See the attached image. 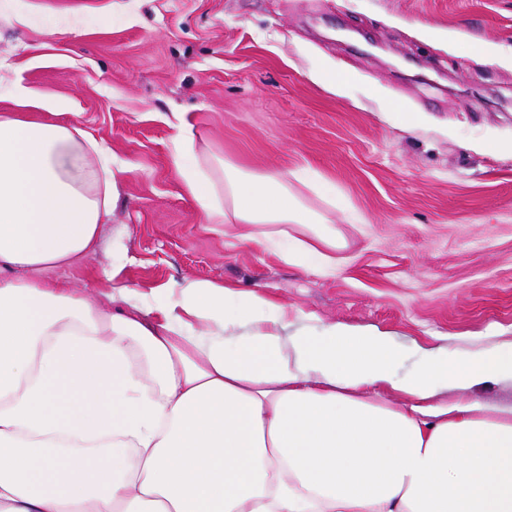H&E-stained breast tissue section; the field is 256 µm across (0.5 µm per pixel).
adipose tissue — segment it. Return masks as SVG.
Segmentation results:
<instances>
[{"mask_svg":"<svg viewBox=\"0 0 512 512\" xmlns=\"http://www.w3.org/2000/svg\"><path fill=\"white\" fill-rule=\"evenodd\" d=\"M172 162L210 230L336 270L331 179L298 169L216 181L177 118ZM121 164L88 130L0 116V512H512V341L423 351L398 375L390 332L292 335L265 294L209 280L151 303L46 279L112 248ZM462 395L449 399L448 392ZM489 403L510 404L512 402V385L491 383L468 392Z\"/></svg>","mask_w":512,"mask_h":512,"instance_id":"ef3b65f1","label":"adipose tissue"}]
</instances>
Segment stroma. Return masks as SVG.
<instances>
[{"mask_svg":"<svg viewBox=\"0 0 512 512\" xmlns=\"http://www.w3.org/2000/svg\"><path fill=\"white\" fill-rule=\"evenodd\" d=\"M0 64L124 163L106 232L126 249L51 271L148 299L206 279L288 307L292 332L343 322L416 346L512 339V0H8ZM27 14V27L10 16ZM80 18L75 28L60 19ZM331 68L342 84L316 77ZM208 156L252 172L309 167L365 218L335 214V274L202 224L171 160L173 113ZM419 114L417 127L404 115Z\"/></svg>","mask_w":512,"mask_h":512,"instance_id":"stroma-1","label":"stroma"}]
</instances>
